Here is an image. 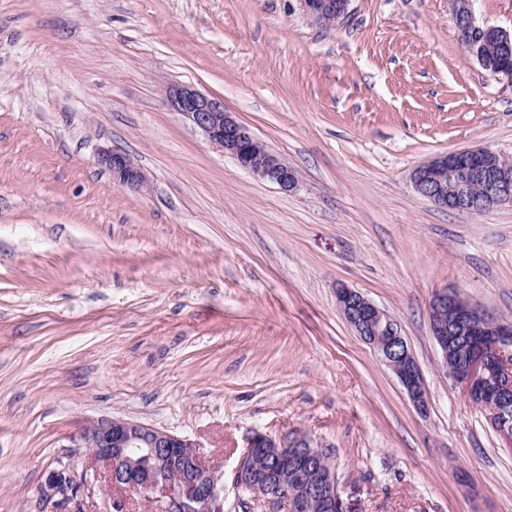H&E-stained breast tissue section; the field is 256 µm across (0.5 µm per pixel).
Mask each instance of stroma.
Wrapping results in <instances>:
<instances>
[{"label":"stroma","instance_id":"35a3bbf8","mask_svg":"<svg viewBox=\"0 0 512 512\" xmlns=\"http://www.w3.org/2000/svg\"><path fill=\"white\" fill-rule=\"evenodd\" d=\"M219 98L299 177L285 190L164 105ZM512 158V85L472 60L450 0H0V512L40 502L89 421L198 439L224 512L253 432L327 453L346 512H512V447L439 367L429 305L512 320V202L477 215L413 188L433 157ZM142 168L114 182L99 150ZM399 323L419 413L344 320L337 285ZM305 15L317 24H330L348 12L350 0H298ZM99 162L112 174L115 182L134 191L146 190L149 186L147 175L134 166L127 156L116 150H107L99 154Z\"/></svg>","mask_w":512,"mask_h":512}]
</instances>
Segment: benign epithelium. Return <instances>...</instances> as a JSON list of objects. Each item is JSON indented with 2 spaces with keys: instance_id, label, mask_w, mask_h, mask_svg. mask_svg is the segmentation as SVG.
Instances as JSON below:
<instances>
[{
  "instance_id": "1",
  "label": "benign epithelium",
  "mask_w": 512,
  "mask_h": 512,
  "mask_svg": "<svg viewBox=\"0 0 512 512\" xmlns=\"http://www.w3.org/2000/svg\"><path fill=\"white\" fill-rule=\"evenodd\" d=\"M305 15L326 25L348 12L350 0H298ZM474 0H451L457 39L480 67L512 58V31L477 23ZM169 109L193 124L216 149L253 176L288 190L296 171L252 136L224 101L188 85H172ZM115 182L134 191L148 188L147 175L116 150L99 154ZM415 190L434 204L473 214L512 200V165L488 148L440 154L413 174ZM336 301L345 321L397 377L407 397L427 407L421 367L397 322L359 291L340 286ZM431 332L441 366L468 400L483 411L502 442L512 447V322L494 319L454 292L435 296ZM80 447L88 449L82 467L48 470L41 496L76 500L99 484L108 508L127 512L133 494L155 512H223L224 473L200 452V443L142 422L99 419L83 428ZM323 451L304 433L278 438L255 433L234 470L236 489L269 506V512H345L335 472L320 466ZM265 461L256 468L255 459Z\"/></svg>"
}]
</instances>
